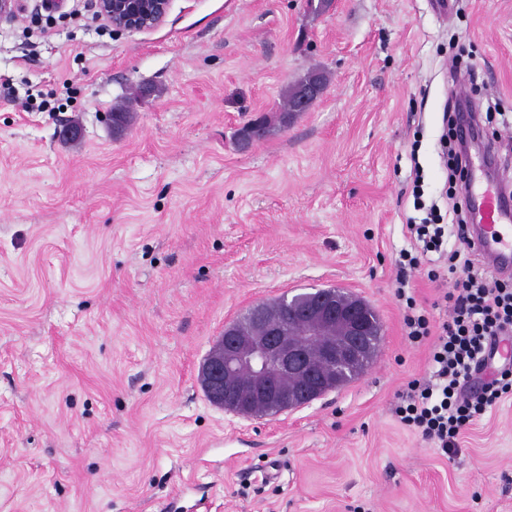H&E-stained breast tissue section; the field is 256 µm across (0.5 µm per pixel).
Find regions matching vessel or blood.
Returning <instances> with one entry per match:
<instances>
[{"label":"vessel or blood","instance_id":"obj_1","mask_svg":"<svg viewBox=\"0 0 512 512\" xmlns=\"http://www.w3.org/2000/svg\"><path fill=\"white\" fill-rule=\"evenodd\" d=\"M466 202L479 230L472 234L473 249L492 270L512 271V237L503 233V225L512 223V203L501 190L485 184L478 165H471Z\"/></svg>","mask_w":512,"mask_h":512}]
</instances>
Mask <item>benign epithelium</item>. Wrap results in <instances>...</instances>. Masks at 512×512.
Masks as SVG:
<instances>
[{"instance_id": "1", "label": "benign epithelium", "mask_w": 512, "mask_h": 512, "mask_svg": "<svg viewBox=\"0 0 512 512\" xmlns=\"http://www.w3.org/2000/svg\"><path fill=\"white\" fill-rule=\"evenodd\" d=\"M171 0H92L98 17L112 30L144 31L160 25ZM264 119L242 126L240 149L265 135ZM284 308L252 309L247 332L235 324L210 350L200 367L207 399L239 414L237 405L282 413L312 403L342 386L373 345L369 306L355 295L333 288L309 292L298 312L283 318Z\"/></svg>"}]
</instances>
